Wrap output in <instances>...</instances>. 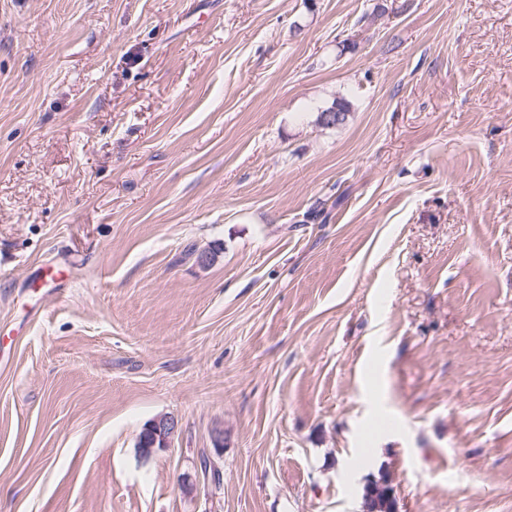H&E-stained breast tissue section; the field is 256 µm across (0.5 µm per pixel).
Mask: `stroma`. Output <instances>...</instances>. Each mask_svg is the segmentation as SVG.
Returning a JSON list of instances; mask_svg holds the SVG:
<instances>
[{
  "instance_id": "stroma-1",
  "label": "stroma",
  "mask_w": 512,
  "mask_h": 512,
  "mask_svg": "<svg viewBox=\"0 0 512 512\" xmlns=\"http://www.w3.org/2000/svg\"><path fill=\"white\" fill-rule=\"evenodd\" d=\"M383 472L512 512V0H0V512Z\"/></svg>"
}]
</instances>
